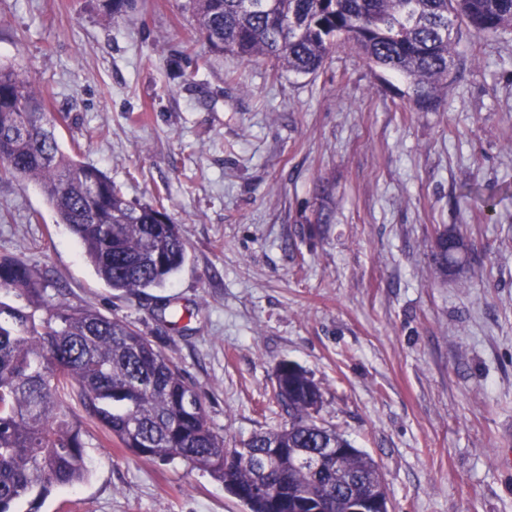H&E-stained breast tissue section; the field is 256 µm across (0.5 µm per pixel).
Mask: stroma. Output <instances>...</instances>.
Listing matches in <instances>:
<instances>
[{"instance_id":"1","label":"stroma","mask_w":512,"mask_h":512,"mask_svg":"<svg viewBox=\"0 0 512 512\" xmlns=\"http://www.w3.org/2000/svg\"><path fill=\"white\" fill-rule=\"evenodd\" d=\"M103 3L0 0V65L65 116L64 151L164 205L186 261L163 288L112 290L23 179H0V255L41 272L50 300L139 327L227 447L287 426V360L320 386L319 420L379 465L390 512H512V33H462L444 101L418 112L349 48L314 76L230 53L199 68L185 0ZM472 183L502 195L494 219ZM442 224L462 272L434 268ZM167 300L191 318L162 320ZM86 430V480L39 512H247L208 472Z\"/></svg>"}]
</instances>
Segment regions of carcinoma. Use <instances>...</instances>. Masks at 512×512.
Returning <instances> with one entry per match:
<instances>
[{
	"label": "carcinoma",
	"mask_w": 512,
	"mask_h": 512,
	"mask_svg": "<svg viewBox=\"0 0 512 512\" xmlns=\"http://www.w3.org/2000/svg\"><path fill=\"white\" fill-rule=\"evenodd\" d=\"M201 40V65L224 51L264 58L314 75L342 45L409 84L407 104L438 106L447 90L461 26L477 36L512 31V0H188ZM64 117L22 71L0 66V178L35 181L79 240L83 256L112 289L143 294L162 288L186 259L187 245L166 211L128 201L99 168L64 152L55 134ZM463 242L448 229L433 240L442 274L462 266ZM47 279L23 261L0 257V512H27L55 489L88 474L84 416L120 447L147 460L180 458L224 483L248 512H341L346 479H383L359 448L314 471L307 451L347 441L319 422L320 387L282 361L275 394L288 427L224 446L206 401L132 323L89 307L48 301ZM277 453L276 469L264 472Z\"/></svg>",
	"instance_id": "1"
}]
</instances>
